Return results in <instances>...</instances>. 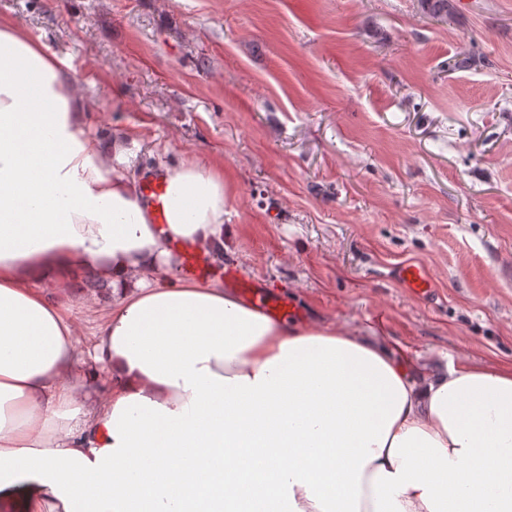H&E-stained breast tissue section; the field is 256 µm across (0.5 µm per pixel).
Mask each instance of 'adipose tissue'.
<instances>
[{
	"label": "adipose tissue",
	"mask_w": 512,
	"mask_h": 512,
	"mask_svg": "<svg viewBox=\"0 0 512 512\" xmlns=\"http://www.w3.org/2000/svg\"><path fill=\"white\" fill-rule=\"evenodd\" d=\"M72 70L0 19V504L512 512V366L426 372L382 336L173 278L174 244L224 242V168L170 172L154 223ZM90 270L112 307L87 359L49 291Z\"/></svg>",
	"instance_id": "1"
}]
</instances>
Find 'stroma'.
<instances>
[{
    "mask_svg": "<svg viewBox=\"0 0 512 512\" xmlns=\"http://www.w3.org/2000/svg\"><path fill=\"white\" fill-rule=\"evenodd\" d=\"M471 2L450 20L417 0H0V17L71 58L126 174L223 165L216 265L435 369L512 363V0ZM407 263L433 300L401 288ZM62 297L83 341L112 305Z\"/></svg>",
    "mask_w": 512,
    "mask_h": 512,
    "instance_id": "1",
    "label": "stroma"
}]
</instances>
